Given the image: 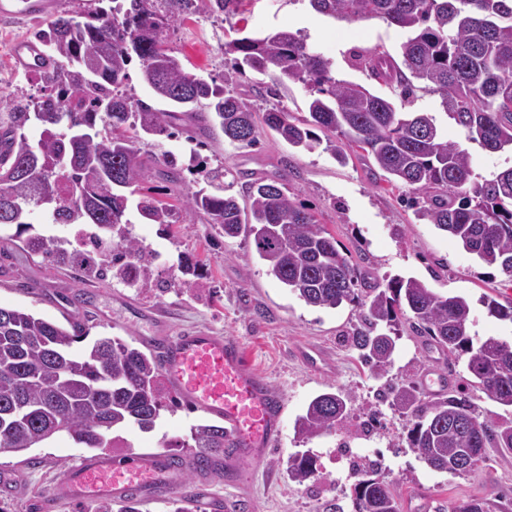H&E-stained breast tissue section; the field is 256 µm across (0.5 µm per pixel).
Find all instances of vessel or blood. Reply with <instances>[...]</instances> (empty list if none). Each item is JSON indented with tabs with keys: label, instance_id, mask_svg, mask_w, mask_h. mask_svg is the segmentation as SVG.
<instances>
[{
	"label": "vessel or blood",
	"instance_id": "1",
	"mask_svg": "<svg viewBox=\"0 0 512 512\" xmlns=\"http://www.w3.org/2000/svg\"><path fill=\"white\" fill-rule=\"evenodd\" d=\"M58 4L59 0H0V14L29 18ZM13 55L26 67L48 62L46 54L28 41L16 43ZM149 342L171 386L194 407L223 420L226 466L241 460L262 463L282 434L284 404L253 368L240 340L196 330L153 336ZM179 471L163 451L124 458L104 453L72 467L63 491L85 501L128 493L155 499L172 490L171 478Z\"/></svg>",
	"mask_w": 512,
	"mask_h": 512
}]
</instances>
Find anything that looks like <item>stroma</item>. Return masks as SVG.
I'll return each instance as SVG.
<instances>
[{"label": "stroma", "instance_id": "stroma-1", "mask_svg": "<svg viewBox=\"0 0 512 512\" xmlns=\"http://www.w3.org/2000/svg\"><path fill=\"white\" fill-rule=\"evenodd\" d=\"M48 16L17 21L0 16V97H41L45 83L38 71L19 65L12 46L17 39H34ZM274 30L299 34L308 47L332 64L337 79L352 81L372 92L390 96L389 88L371 79L355 65L354 52L370 53L380 47L397 54L406 39L404 30L383 20L340 22L315 12L308 0H244L237 14L219 19L207 14L178 22L169 47L186 72L202 77L240 81L248 90L256 113L276 106L300 117L307 113L309 91L287 84L269 92L255 86L253 77H237L225 44L242 35ZM401 112H425L450 141L471 156L476 173L487 176L512 166V150L491 152L468 141L440 105L438 95L420 90L412 102L397 105ZM201 161L224 165L236 177L234 193L255 179L287 174L288 192L310 209L336 239L341 252L361 269L367 283H381L395 275L412 276L441 295L464 296L471 306L470 332L475 340L487 338L512 344V323L490 316L483 304L490 296L512 302V277L482 265L454 239L418 214L419 196L411 188L387 182L362 150L349 151L339 162L324 144L297 149L272 131L261 129L259 142L246 147L224 136L210 137L197 128ZM176 236L159 225L134 220V234L159 252L154 263L155 288L89 281L77 286L76 270L30 257L10 244L11 229L0 230V307H24L55 321L72 318L86 323L91 336H117L146 347L152 332L168 336L205 329L220 336L238 337L254 367L286 402L283 432L272 445L263 465L241 461L237 478L226 483L223 470L198 472L185 468L179 495L194 493L213 503L214 512H326L330 504L353 512L355 478L349 459L337 456L340 448H354L363 461L377 462L380 477L396 492L400 512H413L428 502L431 512H452L462 501L480 498L496 504L512 498V452L488 449L473 471L455 475L431 469L406 442L409 417L380 402L384 384L419 385L423 373L435 368L465 392L480 415L494 414L500 421L512 413L490 401L468 373L464 360L448 357L430 345L402 319L396 337L394 363L377 376L350 344L361 325L358 307L306 305L267 272L265 263L244 237H216L210 224L194 214L180 219ZM199 262L207 277L202 287L185 292L175 287L179 256ZM31 283L23 291L22 283ZM139 306L155 315L152 323L133 320L130 310ZM264 309L256 317L255 309ZM320 352L321 361L310 364L300 350ZM341 394L348 416L335 433L304 441L295 422L318 394ZM205 417L192 407L163 413L156 428L143 432L130 426L119 433L112 454L145 456L157 451L192 460L195 451L180 447L191 425ZM309 450L318 471L299 484L288 477V458ZM92 449L60 436L19 454L0 453V468L16 476L14 486L0 490V507L8 512H95L97 501L79 502L61 490L64 474L80 460L94 457Z\"/></svg>", "mask_w": 512, "mask_h": 512}]
</instances>
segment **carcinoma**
I'll use <instances>...</instances> for the list:
<instances>
[{
	"mask_svg": "<svg viewBox=\"0 0 512 512\" xmlns=\"http://www.w3.org/2000/svg\"><path fill=\"white\" fill-rule=\"evenodd\" d=\"M242 2L92 0L80 21L57 15L38 38L67 66L48 77V89L33 104L0 98V226H16L13 244L58 266L75 264L84 279L135 286L149 277L155 257L133 233L131 211L171 235L178 207L147 196L133 203L130 196L152 177L177 185L185 181L183 172H201L205 186L181 197L185 212L203 215L225 238H252L268 273L305 304L359 307L363 326L351 343L378 375L391 367L396 343L390 333L408 310L417 334L465 358L487 398L512 408V344L494 338L474 344L467 299L441 296L415 277L360 289L359 269L314 214L288 195L285 175L256 180L237 196L227 192L222 165L183 169L167 153L157 166L144 161L143 147L161 145L159 138L171 136L170 126L182 116L202 118L233 142H256L246 92L187 73L168 47L171 28L183 18L201 11L228 17ZM309 2L338 21L381 18L406 30L402 62L386 52L358 54L355 61L403 102L415 94L413 80L423 82L467 140L493 152L512 147V0ZM225 53L234 55L239 74L248 68L276 85L288 80L315 94L306 117L278 108L264 113L267 128L288 145L309 149L320 142V131L326 150L341 162L346 150L361 149L388 181L421 195L422 218L482 265L512 276V167L488 178L474 173L467 151L449 141L431 116L400 112L365 86L336 79L330 62L288 30L233 39ZM134 55L142 82L166 108L120 93ZM73 99L88 102L91 111H78ZM32 125L42 128L35 143L26 134ZM36 211L62 227H94L99 260L78 261L66 235L28 234V217ZM178 270L186 290L204 278L202 266L188 257L179 258ZM483 303L512 322V302L487 296ZM88 337L80 322L65 327L25 308L0 307V453H21L61 434L84 448H110L113 433L129 425L151 432L173 409L154 354L114 336H100L74 353L72 345ZM381 397L411 417L408 445L433 469L465 473L489 448L512 452V422L478 414L462 392L424 402L408 385L386 384ZM345 415L340 394L322 393L297 419V433L304 440L330 434ZM181 447L198 449L193 465L202 470L224 452V427L195 424ZM316 472L310 452L289 457L294 481L302 484ZM354 474L355 512H400L394 490L374 465H359ZM99 512H141L140 502L127 496Z\"/></svg>",
	"mask_w": 512,
	"mask_h": 512,
	"instance_id": "1",
	"label": "carcinoma"
}]
</instances>
